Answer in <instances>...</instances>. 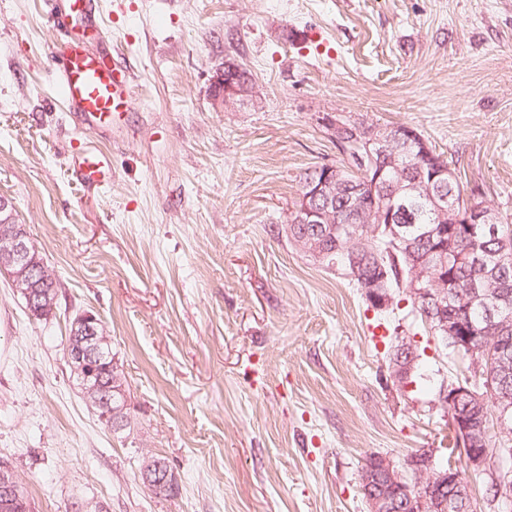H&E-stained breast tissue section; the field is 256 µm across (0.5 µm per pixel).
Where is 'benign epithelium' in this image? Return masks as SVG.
I'll use <instances>...</instances> for the list:
<instances>
[{
  "label": "benign epithelium",
  "instance_id": "benign-epithelium-1",
  "mask_svg": "<svg viewBox=\"0 0 512 512\" xmlns=\"http://www.w3.org/2000/svg\"><path fill=\"white\" fill-rule=\"evenodd\" d=\"M238 71L240 67L230 62L217 69L213 80L216 107L241 104L254 96L253 81L238 80L235 77ZM331 129L338 145L354 143L363 146V153L356 154V158L367 171V180L365 185L351 190V211L361 223L373 227L374 233L384 232L396 248L410 245V241L404 237L401 224L403 211L395 205L402 197L404 182L389 180L387 172L396 167L399 156L413 142L418 144L421 154L428 160V170L418 169L409 180L408 189L427 195L438 223L452 225V239L467 240L495 233L499 216L486 206L466 207L448 193V188L456 181L454 171L437 159L425 140L413 129L385 126L365 133L361 124H348L339 120L331 124ZM342 171V167L335 165H325L318 169L317 175L305 184L296 206L286 217V223H337L338 217L332 202L336 201V193L345 186ZM444 237L445 233L442 232L436 241L434 234L427 235V253L415 258L408 281L400 282V287L407 290L422 319L432 326V331L448 335L456 350L466 351L476 369H485L482 374L486 379L484 387L495 405L493 412L485 414L487 426L509 438L512 436V397L498 393L494 388L493 349L486 343L498 327L496 315L500 311V297H492L477 287L470 293V305L485 310V329L481 336L472 335L454 315L447 317L434 314L428 301L434 292L448 297L456 293L455 281L452 274L448 273L450 267L479 266L486 276L494 277L509 263L512 256L503 250L485 255L470 250L459 251L440 242ZM31 252L29 236L24 227L14 226L0 233V264L20 268L12 287L30 305L33 304V285L25 275L30 267ZM375 260L377 271L367 285L368 297L375 307L385 308L391 302L386 286V267L380 256H375ZM71 335L82 338L78 344L67 345L66 353L73 368L90 381L86 396L91 398V403L98 409L101 421L110 425L118 422L123 410L112 407L110 394L98 389L99 377L96 376L95 367L105 357L101 345L106 343L101 321L95 314L84 312L74 319ZM452 428L457 445L464 444L469 448L466 459L468 471L487 478L499 490L498 496L511 499L512 474L502 468L497 453L490 451L486 435L471 432L464 414L452 420ZM374 460V465L362 470V491L369 512H424L428 504L433 512H459L460 503L469 499L470 485L461 479V475L452 468L446 471L436 469L432 455L425 451L413 455L408 463L415 476L412 484L392 461L381 456L374 457ZM146 465L151 470L148 480L152 481L153 487L167 489L175 486L170 472L160 464L149 460ZM447 485L453 487V492L448 495V499L443 500L434 490Z\"/></svg>",
  "mask_w": 512,
  "mask_h": 512
}]
</instances>
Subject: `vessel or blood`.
<instances>
[{"instance_id": "1", "label": "vessel or blood", "mask_w": 512, "mask_h": 512, "mask_svg": "<svg viewBox=\"0 0 512 512\" xmlns=\"http://www.w3.org/2000/svg\"><path fill=\"white\" fill-rule=\"evenodd\" d=\"M69 23L53 47L56 61L53 82L59 89L76 124L93 131H109L133 109L135 73L105 44L88 47L86 35H101L99 0H64ZM107 156L93 150L74 153L71 175L88 193H97L108 183Z\"/></svg>"}]
</instances>
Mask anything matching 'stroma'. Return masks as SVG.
<instances>
[{"label": "stroma", "instance_id": "1", "mask_svg": "<svg viewBox=\"0 0 512 512\" xmlns=\"http://www.w3.org/2000/svg\"><path fill=\"white\" fill-rule=\"evenodd\" d=\"M112 2L103 37L136 75L113 135L75 129L53 85L54 0H0V195L57 280L37 319L0 274V460L33 512H368V456L454 462L440 392L466 362L405 289L375 309L285 220L341 159L331 118L413 128L512 216V0ZM227 62L256 93L219 109ZM80 144L111 155L101 194L70 176ZM85 311L124 381L118 430L66 359ZM401 341L422 351L403 380ZM151 457L173 494L143 484Z\"/></svg>", "mask_w": 512, "mask_h": 512}]
</instances>
